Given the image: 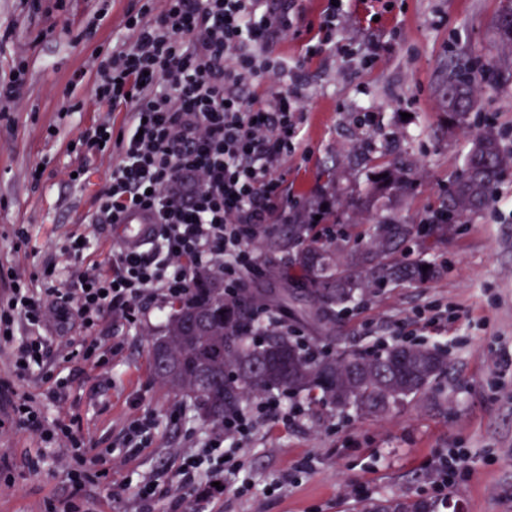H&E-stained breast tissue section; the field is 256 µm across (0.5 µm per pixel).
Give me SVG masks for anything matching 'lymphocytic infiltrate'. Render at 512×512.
<instances>
[{"instance_id":"1","label":"lymphocytic infiltrate","mask_w":512,"mask_h":512,"mask_svg":"<svg viewBox=\"0 0 512 512\" xmlns=\"http://www.w3.org/2000/svg\"><path fill=\"white\" fill-rule=\"evenodd\" d=\"M128 39L113 50L96 47L92 91L98 104L122 110L121 127L104 121L80 135L77 175L90 157L114 156L108 185L95 197L96 221L119 224L142 210L147 234L121 245L111 271L87 268L69 287L57 274L6 278L0 295V348L11 350L12 375L0 379V407L8 422L62 448L71 485L68 512H84L81 492L108 472L88 455L89 443L73 426L49 422L43 405L19 393L15 380L43 369L50 352L106 369L92 332L107 314L140 319L145 302L184 296L196 269L217 267L225 293L242 286L252 268V238L261 226L288 221L277 169L295 148L304 116L297 87L261 99L245 95L255 78L277 80L283 61L260 58L258 47L297 33L295 0H138L127 10ZM78 319L89 335L80 343L48 336L52 320ZM287 394L262 397L228 415L198 450L181 458L177 484L160 488L139 479L138 512H156L161 494L192 512H210L217 486L247 493L251 482L236 455L241 440L271 418L299 416Z\"/></svg>"}]
</instances>
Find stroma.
Returning a JSON list of instances; mask_svg holds the SVG:
<instances>
[{
	"label": "stroma",
	"instance_id": "stroma-1",
	"mask_svg": "<svg viewBox=\"0 0 512 512\" xmlns=\"http://www.w3.org/2000/svg\"><path fill=\"white\" fill-rule=\"evenodd\" d=\"M0 0V80L19 59L28 61V82L19 105L0 119V269L30 275L47 262L59 264L63 282L90 265L108 270L121 244L112 225L93 222L94 198L112 173L111 158H92L80 184L67 172L74 157L69 144L92 123L108 119L121 126L122 112H107L90 99L94 45L112 47L132 0H110L108 21L93 43L75 31L93 18L94 0ZM301 34L273 43L272 56L287 61L289 78L258 81L253 91L270 95L297 82L305 101L303 135L282 158L278 173L289 203L316 187L321 167L376 157L396 148L415 163L414 190L395 210L417 223L439 208L459 171L473 132L494 127L505 151H512V78L486 76L495 53L492 23L500 0H396L382 12L378 0H349L336 31L350 45L344 59L333 52L307 56L318 40L325 0H299ZM479 74L478 106L470 130L449 136L438 98L453 65ZM78 86L70 80L76 73ZM85 100L68 112V99ZM43 165L39 183L29 172ZM500 200L459 225L447 243L428 254L446 269L440 279L377 289L341 314L336 334L353 349L368 351L395 333H413L417 343L448 353V371L431 390L384 418L371 421L354 411L304 410L300 418L262 425L240 447L249 493L226 488L213 512H352L360 501L416 504L429 500L439 459L449 449L469 455V469L448 489L459 512H512V167L495 188ZM27 238L18 241L16 225ZM84 233L89 248L67 256L73 233ZM448 311L441 335L418 331L416 320L431 308ZM164 321L148 306L132 327L105 319L101 336L123 349L108 371L93 364L52 359L53 371L72 377L66 404L47 405L45 415L75 422L88 438L106 447L117 441L131 417L154 413L158 420L150 447L126 458L104 456L106 480L82 491L89 512H136L138 478L165 472L177 483L188 433L204 436L209 424L194 417L186 399L155 378L150 337ZM182 409L173 421L174 409ZM61 449L43 447L24 429L0 431V512H67L71 489L59 464ZM288 474L283 493L267 494L273 479Z\"/></svg>",
	"mask_w": 512,
	"mask_h": 512
}]
</instances>
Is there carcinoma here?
Segmentation results:
<instances>
[{
  "label": "carcinoma",
  "instance_id": "cac0c4a2",
  "mask_svg": "<svg viewBox=\"0 0 512 512\" xmlns=\"http://www.w3.org/2000/svg\"><path fill=\"white\" fill-rule=\"evenodd\" d=\"M493 34L492 72L512 75V0H501ZM440 96L448 133L467 130L477 106L473 71L450 70ZM370 162L372 178L366 188L358 184L355 169L326 166L317 189L294 209L289 223L258 230L252 245L266 258V274L284 288L277 299L263 301L249 288L226 298L224 278L213 270H198L188 294L170 301L166 327L151 341L153 372L172 393L189 398L204 422L218 424L268 392L286 393L309 405L351 408L360 418L377 419L426 393L448 369V356L437 348L393 344L377 354L346 349L315 354L311 345L288 333L260 330V318L300 303L302 315L325 329L330 340L336 315L372 290L437 279L435 263L424 258L403 261L401 252L411 244L424 252L434 249L448 241L455 225L483 210L502 172L512 166V153L503 150L492 128L472 134L462 167L440 206L448 215L446 223L383 217L368 225L367 245L351 247L350 225L336 229V207L389 211L414 189L412 164L406 158L382 154ZM356 512L418 510L414 504L389 501L363 504Z\"/></svg>",
  "mask_w": 512,
  "mask_h": 512
}]
</instances>
